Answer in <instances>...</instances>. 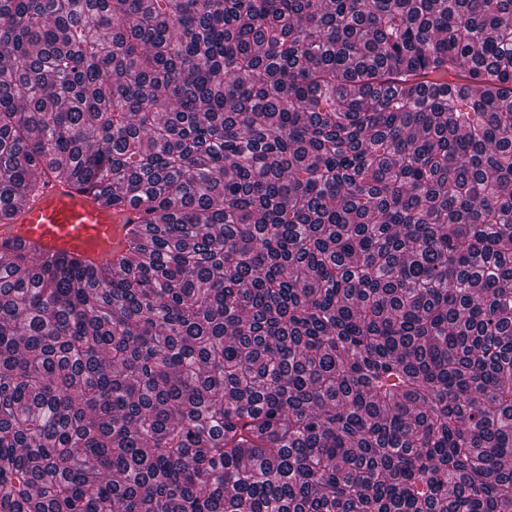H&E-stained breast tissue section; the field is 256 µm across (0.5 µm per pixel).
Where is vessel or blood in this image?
<instances>
[{
	"label": "vessel or blood",
	"mask_w": 512,
	"mask_h": 512,
	"mask_svg": "<svg viewBox=\"0 0 512 512\" xmlns=\"http://www.w3.org/2000/svg\"><path fill=\"white\" fill-rule=\"evenodd\" d=\"M141 219L137 204L115 215L94 194L50 178L43 181L38 197L18 206L15 222L5 232L43 252H68L99 264L124 250L127 225Z\"/></svg>",
	"instance_id": "obj_1"
}]
</instances>
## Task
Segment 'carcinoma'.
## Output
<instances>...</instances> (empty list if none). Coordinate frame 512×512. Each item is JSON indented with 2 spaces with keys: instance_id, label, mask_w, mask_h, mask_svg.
<instances>
[{
  "instance_id": "obj_1",
  "label": "carcinoma",
  "mask_w": 512,
  "mask_h": 512,
  "mask_svg": "<svg viewBox=\"0 0 512 512\" xmlns=\"http://www.w3.org/2000/svg\"><path fill=\"white\" fill-rule=\"evenodd\" d=\"M0 512H512V0H0ZM141 219L135 203L113 215L98 204L94 193L50 178L43 181L38 197L18 206L15 224L1 233L45 253L68 252L99 264L124 250L125 225Z\"/></svg>"
}]
</instances>
